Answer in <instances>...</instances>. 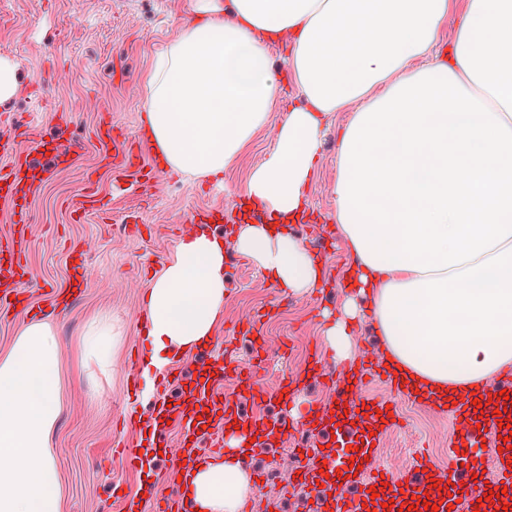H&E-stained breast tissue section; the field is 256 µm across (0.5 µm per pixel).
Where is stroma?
I'll return each mask as SVG.
<instances>
[{"mask_svg":"<svg viewBox=\"0 0 512 512\" xmlns=\"http://www.w3.org/2000/svg\"><path fill=\"white\" fill-rule=\"evenodd\" d=\"M194 0H0V55L15 64L19 91L0 104L2 112L32 114L48 137L82 141L74 163L54 175L34 174V191L27 198L34 245L27 261L36 283L27 293L28 308L48 311L50 289L66 287L72 266V247L85 253L88 282L69 308L48 318L61 350L62 406L51 441L63 492V512H127L142 486L140 468L123 465L120 448H142L146 419L152 404L132 394L126 370L132 351L144 345L141 321L144 294L151 277L172 258L182 235L194 225L191 212L223 210L224 221L237 223L236 201L252 169L275 144L272 132L256 134L240 156L224 171L223 182L165 172L156 175L147 191L131 188L127 178L98 168L92 130L99 113H109L130 135H138L144 111L145 77L153 60L193 17ZM125 60L115 73L114 55ZM44 80L42 96L30 90L31 79ZM67 113L60 125L59 113ZM350 115L337 113L324 128L320 160L307 194L305 219L294 233L324 261L325 284L301 293H281L270 286L252 260L239 261L227 249L224 265V309L215 326L212 345L187 349L173 360L174 377L164 388L168 403L183 404L200 369L223 362L224 392L237 395L238 374L257 357L246 321L259 320L267 343L262 381L276 389L284 374L302 376L290 399L301 410L327 408L336 400V384L328 377L305 378L313 352L325 353L335 364L323 336V313L341 312L348 295L345 286L353 257L336 234L332 186L338 173L340 130ZM98 170L99 187L110 202L107 216L92 215L72 222L67 202L78 195L89 170ZM135 216L138 232L119 228L125 216ZM111 315L118 329L112 347V370L102 373L85 362L80 341L92 316ZM362 402L396 405L399 426L381 428L371 436L375 461L388 475L400 476L419 455L429 460L428 472H441L458 437L448 412L414 403L394 394L388 378L376 373L360 390ZM167 452L154 462L153 497L143 506L151 512L158 496L178 492L180 468L174 452L181 425L164 429ZM338 436L330 425L286 431L274 442L254 447L247 468L258 486L243 512H331V484L299 480L302 472H316L325 449H337ZM121 496H114V484Z\"/></svg>","mask_w":512,"mask_h":512,"instance_id":"35a3bbf8","label":"stroma"}]
</instances>
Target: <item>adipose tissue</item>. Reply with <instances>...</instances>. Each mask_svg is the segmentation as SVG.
I'll list each match as a JSON object with an SVG mask.
<instances>
[{
  "label": "adipose tissue",
  "instance_id": "ef3b65f1",
  "mask_svg": "<svg viewBox=\"0 0 512 512\" xmlns=\"http://www.w3.org/2000/svg\"><path fill=\"white\" fill-rule=\"evenodd\" d=\"M455 8L448 49L435 54ZM277 43L283 71L269 57ZM287 76L300 101L242 191L261 220L225 238L201 225L180 241L144 296L146 367L211 344L226 249L281 290L321 283L320 260L291 226L323 127L346 110L332 193L353 294L326 321L329 349L350 360L364 314L402 387L445 408L482 394L512 369V0H197L145 79L142 129L159 166L223 178ZM114 340L111 316H95L86 361L111 371ZM61 404L53 329L28 321L0 356V512H61L50 448ZM245 447L234 438L194 463L183 489L192 512H241L253 482Z\"/></svg>",
  "mask_w": 512,
  "mask_h": 512
}]
</instances>
